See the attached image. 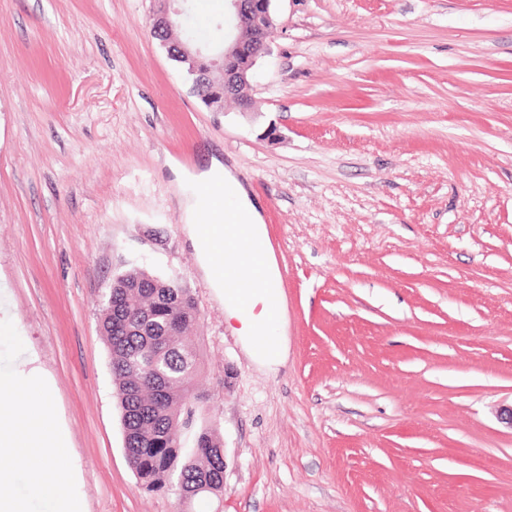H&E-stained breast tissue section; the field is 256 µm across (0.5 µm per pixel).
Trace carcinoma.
<instances>
[{
    "label": "carcinoma",
    "mask_w": 512,
    "mask_h": 512,
    "mask_svg": "<svg viewBox=\"0 0 512 512\" xmlns=\"http://www.w3.org/2000/svg\"><path fill=\"white\" fill-rule=\"evenodd\" d=\"M198 315L193 296L178 280L132 267L112 282L99 325L131 468L150 490L177 482L193 499L204 500L224 493V446L217 429L203 425L189 448H172L167 441L182 424V411L198 399V354L183 342Z\"/></svg>",
    "instance_id": "obj_1"
}]
</instances>
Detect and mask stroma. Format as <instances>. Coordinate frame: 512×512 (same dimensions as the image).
Segmentation results:
<instances>
[{
	"mask_svg": "<svg viewBox=\"0 0 512 512\" xmlns=\"http://www.w3.org/2000/svg\"><path fill=\"white\" fill-rule=\"evenodd\" d=\"M161 0H0V303L53 382L86 512H183L127 463L98 328L132 266L199 319L194 512H512V0H274L270 53L207 109ZM219 157L278 266L261 370L192 249L172 166Z\"/></svg>",
	"mask_w": 512,
	"mask_h": 512,
	"instance_id": "1",
	"label": "stroma"
}]
</instances>
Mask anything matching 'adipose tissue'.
Here are the masks:
<instances>
[{"instance_id": "1", "label": "adipose tissue", "mask_w": 512, "mask_h": 512, "mask_svg": "<svg viewBox=\"0 0 512 512\" xmlns=\"http://www.w3.org/2000/svg\"><path fill=\"white\" fill-rule=\"evenodd\" d=\"M180 184L191 185L193 191L185 200V216L193 249L212 287L224 303L229 317L237 319L239 330L253 359L273 369L284 363L286 342H279L274 351L267 352L257 346L256 338L275 324L264 304L280 297L277 264L261 222V216L238 178L219 159H212L207 171L192 174L178 171ZM223 210L229 225L234 227L243 248L262 253L261 269L241 266L237 272L238 286L229 291L219 273L218 264L224 243L208 235L202 222L211 210Z\"/></svg>"}]
</instances>
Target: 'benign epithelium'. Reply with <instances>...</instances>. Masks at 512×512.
Segmentation results:
<instances>
[{
    "instance_id": "1",
    "label": "benign epithelium",
    "mask_w": 512,
    "mask_h": 512,
    "mask_svg": "<svg viewBox=\"0 0 512 512\" xmlns=\"http://www.w3.org/2000/svg\"><path fill=\"white\" fill-rule=\"evenodd\" d=\"M232 12L226 24L238 30L235 40L217 49L203 48L192 37L165 38L162 44L172 59L192 62L194 90L203 91L218 84L224 86V97H236L249 84L257 59L267 52L266 34L273 25L272 0H228ZM180 11L166 7L151 18L154 35L173 32Z\"/></svg>"
}]
</instances>
